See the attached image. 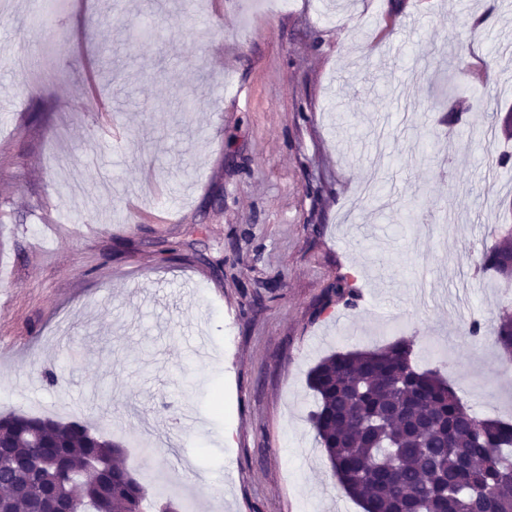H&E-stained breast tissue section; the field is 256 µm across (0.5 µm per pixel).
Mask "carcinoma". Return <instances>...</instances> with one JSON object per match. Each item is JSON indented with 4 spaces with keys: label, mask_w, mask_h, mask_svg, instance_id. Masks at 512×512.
<instances>
[{
    "label": "carcinoma",
    "mask_w": 512,
    "mask_h": 512,
    "mask_svg": "<svg viewBox=\"0 0 512 512\" xmlns=\"http://www.w3.org/2000/svg\"><path fill=\"white\" fill-rule=\"evenodd\" d=\"M477 267L512 284V229L499 228ZM355 306L339 277L326 291ZM494 341L512 357V309ZM310 416L333 476L363 512H512V421L481 419L405 341L336 351L309 372ZM0 512H143L144 488L117 463L120 446L76 421L0 415Z\"/></svg>",
    "instance_id": "obj_1"
}]
</instances>
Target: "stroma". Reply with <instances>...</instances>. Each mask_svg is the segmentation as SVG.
<instances>
[{"label": "stroma", "instance_id": "35a3bbf8", "mask_svg": "<svg viewBox=\"0 0 512 512\" xmlns=\"http://www.w3.org/2000/svg\"><path fill=\"white\" fill-rule=\"evenodd\" d=\"M61 3L49 31L30 0L0 14V414L64 405L184 512H362L309 422L335 351L409 341L512 420V288L476 268L512 204V168L487 164L512 152L491 134L512 0ZM340 276L355 308L321 310ZM494 341L503 354L512 357V309L499 311L497 325L494 329Z\"/></svg>", "mask_w": 512, "mask_h": 512}]
</instances>
